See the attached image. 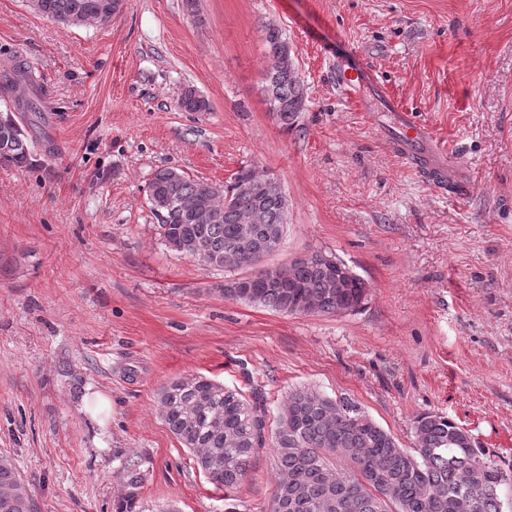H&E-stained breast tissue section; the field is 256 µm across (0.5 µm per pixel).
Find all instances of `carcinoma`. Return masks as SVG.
<instances>
[{"label": "carcinoma", "instance_id": "cac0c4a2", "mask_svg": "<svg viewBox=\"0 0 512 512\" xmlns=\"http://www.w3.org/2000/svg\"><path fill=\"white\" fill-rule=\"evenodd\" d=\"M107 0H40V15L58 23L79 9H97ZM268 57L264 93L283 126L295 122L306 97L288 41L280 28L262 26ZM0 99L7 112H40L38 77L15 57L0 66ZM31 138L19 124L0 126V167L31 164ZM276 179L250 166L231 181L216 185L172 168L156 170L148 183L150 209L160 235L172 250L189 258L205 252L208 263L236 266L253 262V244L282 234L287 213L283 195L263 191ZM209 198L216 219L197 224L181 209ZM262 211L250 238L241 231L243 215L257 204ZM334 254L318 250L293 268L290 276L270 280L251 291L235 279L221 289L226 298L294 314H339L353 311L368 296L357 276L346 288L334 287L336 268L325 261ZM158 407L165 425L194 454V462L216 488L224 490V512H240L237 490L248 476L252 459L273 448L278 477L270 512H504L500 488L512 485V467L503 469L469 440V431L448 416L427 411L414 421L416 448H402L395 436L356 404L334 400L310 388L288 393L285 406L268 434V412L236 387L190 374L162 386ZM22 478L11 460L0 456V512H34L32 494L4 493Z\"/></svg>", "mask_w": 512, "mask_h": 512}]
</instances>
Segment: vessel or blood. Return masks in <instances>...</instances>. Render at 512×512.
<instances>
[{"mask_svg": "<svg viewBox=\"0 0 512 512\" xmlns=\"http://www.w3.org/2000/svg\"><path fill=\"white\" fill-rule=\"evenodd\" d=\"M341 83L350 89H371L384 110L395 115L394 145L400 158L416 169L427 182L441 188L447 186L450 168L441 149L434 145V136L429 126L411 120L408 112L398 109L384 88L371 85L364 70H344Z\"/></svg>", "mask_w": 512, "mask_h": 512, "instance_id": "vessel-or-blood-1", "label": "vessel or blood"}]
</instances>
